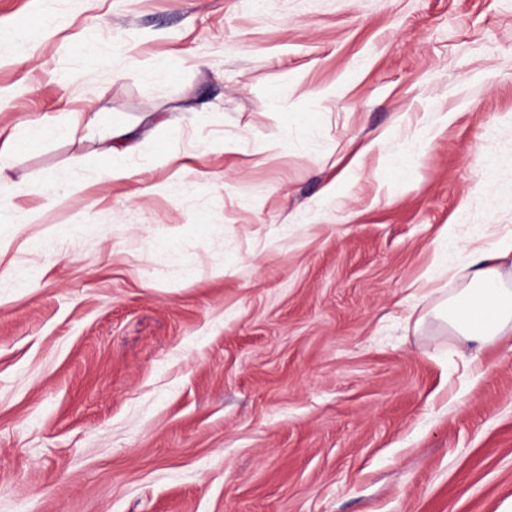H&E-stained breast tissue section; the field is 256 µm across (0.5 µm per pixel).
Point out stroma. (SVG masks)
Listing matches in <instances>:
<instances>
[{
	"mask_svg": "<svg viewBox=\"0 0 512 512\" xmlns=\"http://www.w3.org/2000/svg\"><path fill=\"white\" fill-rule=\"evenodd\" d=\"M1 27L0 146L48 134L0 173V512H512V335L433 314L436 257L512 231V0ZM116 123L150 130L120 184Z\"/></svg>",
	"mask_w": 512,
	"mask_h": 512,
	"instance_id": "obj_1",
	"label": "stroma"
}]
</instances>
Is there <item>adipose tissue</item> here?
<instances>
[{
  "mask_svg": "<svg viewBox=\"0 0 512 512\" xmlns=\"http://www.w3.org/2000/svg\"><path fill=\"white\" fill-rule=\"evenodd\" d=\"M143 139V131L136 126L113 131L111 144L102 151L105 181L134 177L126 160L139 151ZM465 268L466 286L442 304L438 316L463 340L494 343L512 333V234L495 238L490 252L472 249Z\"/></svg>",
  "mask_w": 512,
  "mask_h": 512,
  "instance_id": "1",
  "label": "adipose tissue"
}]
</instances>
